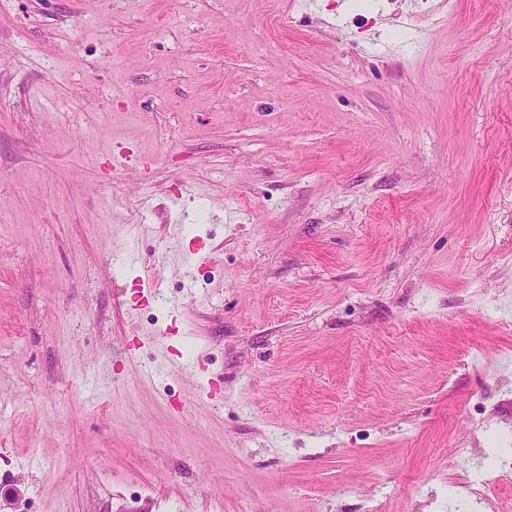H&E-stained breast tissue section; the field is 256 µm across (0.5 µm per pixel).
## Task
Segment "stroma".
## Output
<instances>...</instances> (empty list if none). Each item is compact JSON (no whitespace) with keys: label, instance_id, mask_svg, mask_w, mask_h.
Wrapping results in <instances>:
<instances>
[{"label":"stroma","instance_id":"obj_1","mask_svg":"<svg viewBox=\"0 0 512 512\" xmlns=\"http://www.w3.org/2000/svg\"><path fill=\"white\" fill-rule=\"evenodd\" d=\"M491 458L512 0H0V512H463Z\"/></svg>","mask_w":512,"mask_h":512}]
</instances>
